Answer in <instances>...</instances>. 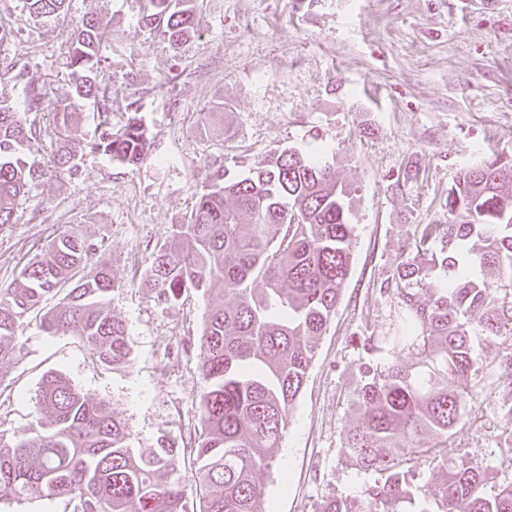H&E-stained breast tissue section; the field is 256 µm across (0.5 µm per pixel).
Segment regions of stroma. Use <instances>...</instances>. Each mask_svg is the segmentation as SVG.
<instances>
[{"label":"stroma","instance_id":"35a3bbf8","mask_svg":"<svg viewBox=\"0 0 512 512\" xmlns=\"http://www.w3.org/2000/svg\"><path fill=\"white\" fill-rule=\"evenodd\" d=\"M200 31L170 50L140 20L141 0H71L48 23L24 0H0V101L20 89L4 63L43 83L44 123L72 94L68 37L84 15L107 9L112 28L101 78L137 100L153 135L148 157L129 166L85 151L96 109L85 103L74 134L76 166L35 182L13 224L0 229V286L69 226L102 241L103 260L122 280L110 295L128 327L130 367L97 366L69 336L36 324L19 331L21 355L7 369L0 425L25 432L41 375H66L88 399L107 402L144 451L168 436L190 447L203 381L199 339L220 295L190 292L157 301L132 282L168 227L186 221L213 170L246 174L274 149L322 158L352 192L356 231L350 276L299 399L288 417L280 470L266 486L273 512H318L328 497H363L379 473L341 452L356 415L348 401L362 341L386 335L393 304L379 284L419 224L449 223L446 198L457 173L479 160L512 158V0H198ZM505 342L473 334L480 362L474 394L449 457L480 462L485 491L512 483L502 452L512 426V366L493 361Z\"/></svg>","mask_w":512,"mask_h":512}]
</instances>
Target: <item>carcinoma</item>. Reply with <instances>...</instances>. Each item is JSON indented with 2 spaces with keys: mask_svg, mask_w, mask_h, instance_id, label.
<instances>
[{
  "mask_svg": "<svg viewBox=\"0 0 512 512\" xmlns=\"http://www.w3.org/2000/svg\"><path fill=\"white\" fill-rule=\"evenodd\" d=\"M68 0H25L29 14L49 21ZM147 26L162 27L173 50L196 33V0H147ZM112 18L95 13L73 30L67 68L74 94L54 113L53 126L29 119L47 88L23 87V107L0 103V227L13 223L27 186L76 166L68 143L82 101L97 106L87 140L92 153L127 165L149 155L141 120L112 128V112L136 113V102L99 78L94 65ZM49 143L53 166L39 168L25 151ZM451 224H419L380 291L394 296L391 336L368 352H409L413 369L370 359L348 400L358 413L342 452L364 470L384 475L362 499L331 496L319 512H402L420 498L411 461L422 456L443 469L432 511L512 512V484L484 492L482 466L448 463V443L473 395L479 366L470 315L481 312V335L512 338V163L494 160L461 170L448 188ZM351 192L331 168L294 148L276 149L243 177L213 172L190 219L170 225L142 285L175 303L195 291L217 292L199 339L198 432L189 455L171 440L134 451V433L105 402H91L59 371L45 372L31 397L36 425L7 436L0 429V488L19 501L62 500L70 512H270L267 480L353 262ZM102 244L76 228L53 237L0 287V386L3 367L20 355L16 335L36 316L48 336L74 337L100 366L132 363L125 322L109 295L120 287L112 267L95 260ZM429 293L426 302L421 294ZM435 442L418 445L422 434ZM187 461L198 509L185 499Z\"/></svg>",
  "mask_w": 512,
  "mask_h": 512,
  "instance_id": "obj_1",
  "label": "carcinoma"
}]
</instances>
